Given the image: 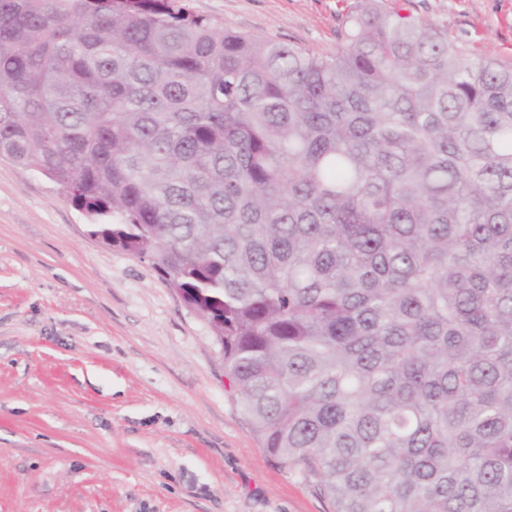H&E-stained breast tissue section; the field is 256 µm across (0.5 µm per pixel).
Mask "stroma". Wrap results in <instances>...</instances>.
<instances>
[{"instance_id": "35a3bbf8", "label": "stroma", "mask_w": 512, "mask_h": 512, "mask_svg": "<svg viewBox=\"0 0 512 512\" xmlns=\"http://www.w3.org/2000/svg\"><path fill=\"white\" fill-rule=\"evenodd\" d=\"M512 64V0L396 2ZM358 0H188L320 54ZM41 173L0 159V512H331L252 434L207 323L103 246Z\"/></svg>"}]
</instances>
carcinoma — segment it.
<instances>
[{
  "label": "carcinoma",
  "mask_w": 512,
  "mask_h": 512,
  "mask_svg": "<svg viewBox=\"0 0 512 512\" xmlns=\"http://www.w3.org/2000/svg\"><path fill=\"white\" fill-rule=\"evenodd\" d=\"M0 157L203 318L332 512H512V68L363 0L336 51L186 0H0Z\"/></svg>",
  "instance_id": "carcinoma-1"
}]
</instances>
